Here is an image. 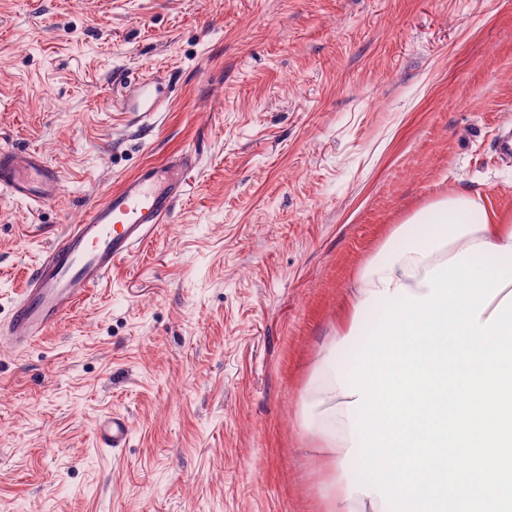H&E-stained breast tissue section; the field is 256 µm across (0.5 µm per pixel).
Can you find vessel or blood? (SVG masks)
Returning <instances> with one entry per match:
<instances>
[{
  "label": "vessel or blood",
  "instance_id": "obj_1",
  "mask_svg": "<svg viewBox=\"0 0 512 512\" xmlns=\"http://www.w3.org/2000/svg\"><path fill=\"white\" fill-rule=\"evenodd\" d=\"M163 105L154 82L141 79L122 95L118 109L150 115ZM197 164L194 153L183 152L164 164L144 166L91 207L30 272L5 325L8 341L17 348L30 345L90 288L105 281L117 262L145 244L182 199L185 175ZM59 183L58 171L39 152L0 146V188L12 196L40 203L56 197ZM129 437V422L121 413L102 416L95 426V439L103 448L124 447Z\"/></svg>",
  "mask_w": 512,
  "mask_h": 512
}]
</instances>
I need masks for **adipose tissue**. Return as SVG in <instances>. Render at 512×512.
Listing matches in <instances>:
<instances>
[{
    "instance_id": "ef3b65f1",
    "label": "adipose tissue",
    "mask_w": 512,
    "mask_h": 512,
    "mask_svg": "<svg viewBox=\"0 0 512 512\" xmlns=\"http://www.w3.org/2000/svg\"><path fill=\"white\" fill-rule=\"evenodd\" d=\"M483 210L479 193L449 192L395 227L357 276L348 327L329 339L317 361L300 419L301 429L311 434L318 452L333 463L325 512H390L379 495L356 490L351 481L352 473L359 470L354 450L359 438L351 433L358 414L346 380L344 355L362 348V319L378 312L380 294L401 289L414 297L429 294L428 271L468 254L477 262L491 258L500 267L512 264V219L477 221Z\"/></svg>"
}]
</instances>
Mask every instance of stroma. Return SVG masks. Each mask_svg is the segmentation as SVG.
<instances>
[{"label": "stroma", "mask_w": 512, "mask_h": 512, "mask_svg": "<svg viewBox=\"0 0 512 512\" xmlns=\"http://www.w3.org/2000/svg\"><path fill=\"white\" fill-rule=\"evenodd\" d=\"M155 79L142 124L114 104ZM512 0H0V322L31 267L149 162L172 215L24 350L0 339V512H323L299 427L318 352L396 225L449 191L512 215ZM126 415L129 443L94 429ZM59 172L39 152L0 146V188L12 196L41 203L54 199ZM130 437L129 422L124 414L113 412L102 416L95 426V439L101 448L117 449Z\"/></svg>", "instance_id": "35a3bbf8"}]
</instances>
